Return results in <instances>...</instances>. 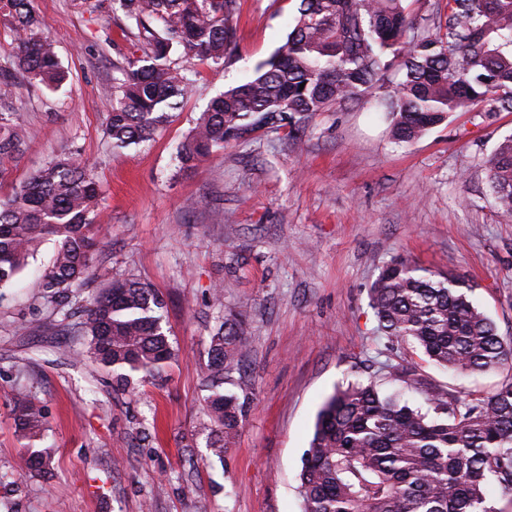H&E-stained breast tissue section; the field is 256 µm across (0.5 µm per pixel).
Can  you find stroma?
I'll list each match as a JSON object with an SVG mask.
<instances>
[{
  "label": "stroma",
  "mask_w": 512,
  "mask_h": 512,
  "mask_svg": "<svg viewBox=\"0 0 512 512\" xmlns=\"http://www.w3.org/2000/svg\"><path fill=\"white\" fill-rule=\"evenodd\" d=\"M299 0H238L237 47L222 64L184 59L191 90L152 140L113 148L105 130L112 63L135 53L103 0H35L68 77L22 83L9 103L20 152L0 161V196L53 159L90 160L106 194L92 213L106 230L92 264L146 283L165 302L178 351L161 378L114 392L83 357L90 281L66 306L42 275L44 241L0 288V512H303L302 457L324 399L349 382L417 367L428 391L493 393L502 368L457 376L379 333L370 288L402 258L472 287L512 343V214L489 190L487 161L512 136V112L453 113L398 145L372 102L323 112L300 138L263 128L187 174L176 153L211 98L254 74L284 43ZM222 304H214L215 289ZM246 317L239 370L225 390L245 405L236 444L211 456L204 427L207 340L227 314ZM22 391L44 406L51 476L23 464L11 412Z\"/></svg>",
  "instance_id": "1"
}]
</instances>
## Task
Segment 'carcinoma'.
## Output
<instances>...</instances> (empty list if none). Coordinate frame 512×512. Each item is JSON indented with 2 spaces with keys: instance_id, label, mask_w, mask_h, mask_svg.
Instances as JSON below:
<instances>
[{
  "instance_id": "cac0c4a2",
  "label": "carcinoma",
  "mask_w": 512,
  "mask_h": 512,
  "mask_svg": "<svg viewBox=\"0 0 512 512\" xmlns=\"http://www.w3.org/2000/svg\"><path fill=\"white\" fill-rule=\"evenodd\" d=\"M124 26L141 51L113 64L106 131L115 148L149 140L185 97L190 80L176 50L222 63L236 45L237 0H120ZM13 19V70L0 74V101L22 82L57 87L66 72L32 0H0ZM408 0H300L285 43L260 62L253 78L213 97L178 148L189 170L244 135L289 120L304 128L320 112L375 98L392 120L396 141L409 143L454 112L486 104L512 112V0H447L433 32L417 33ZM403 79L378 95L393 68ZM22 136L0 116V159L20 151ZM93 164L73 157L49 162L0 201V286L17 276L48 237L57 238L42 287L64 299L92 277L104 282L83 309L89 357L125 390L138 374L158 378L175 358L162 326L164 301L133 278L91 265L99 231L90 215L103 198ZM490 190L512 213V137L490 159ZM472 287L397 258L370 288L380 332L415 344L432 363L475 374L512 363L492 319L473 303ZM248 323L230 314L208 336L207 409L217 429L208 448L218 459L244 418L237 396L221 390L238 369ZM393 376L411 391L424 379L411 366ZM424 410L374 380H357L327 397L299 473L304 512H504L491 502L497 486L512 494V381L473 400L433 392ZM13 411L32 468L49 471L36 446L46 416L20 392Z\"/></svg>"
}]
</instances>
